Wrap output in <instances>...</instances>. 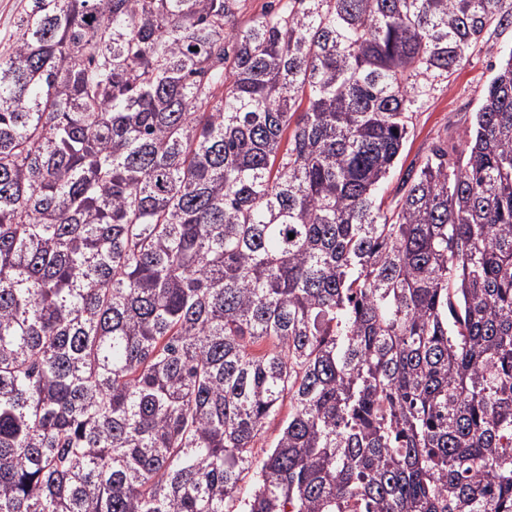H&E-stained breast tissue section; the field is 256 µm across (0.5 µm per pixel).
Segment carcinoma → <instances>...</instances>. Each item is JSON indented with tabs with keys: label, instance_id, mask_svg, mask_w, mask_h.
Here are the masks:
<instances>
[{
	"label": "carcinoma",
	"instance_id": "carcinoma-1",
	"mask_svg": "<svg viewBox=\"0 0 512 512\" xmlns=\"http://www.w3.org/2000/svg\"><path fill=\"white\" fill-rule=\"evenodd\" d=\"M245 7L27 0L0 52V512H512V52L380 196L512 5ZM493 44L491 52L483 47L469 54L462 69L449 82L437 83L415 111L410 136L383 186L385 205L399 198L403 177L434 145L446 142L450 136L458 141L459 134L470 125L480 95L497 71L501 57L512 50V28L493 32L489 45Z\"/></svg>",
	"mask_w": 512,
	"mask_h": 512
}]
</instances>
